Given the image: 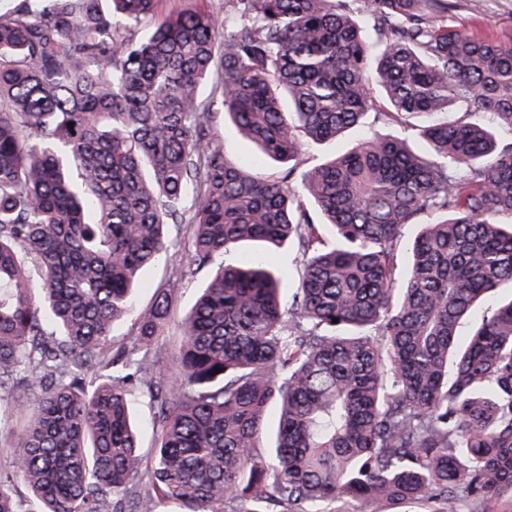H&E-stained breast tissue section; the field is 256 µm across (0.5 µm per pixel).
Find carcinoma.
Returning <instances> with one entry per match:
<instances>
[{"label": "carcinoma", "mask_w": 512, "mask_h": 512, "mask_svg": "<svg viewBox=\"0 0 512 512\" xmlns=\"http://www.w3.org/2000/svg\"><path fill=\"white\" fill-rule=\"evenodd\" d=\"M159 2L0 13V392L33 402L0 512H512V298L458 336L512 285V44L448 25L450 0H365L374 42L347 0ZM218 98L275 176L227 159ZM370 114L424 148L375 130L299 169L302 139ZM172 224L179 277L211 268L174 374L168 288L112 349ZM246 242L296 248L288 304ZM193 6L214 10L218 18L224 20V0H162L158 6V17ZM134 409L136 411V414L138 415L143 428L142 433V440H141V446H142V452L146 455L147 458L151 457L153 454V448L155 447L156 443V435L152 431L150 425H148L150 420V408L148 405V402L146 399H137L134 402Z\"/></svg>", "instance_id": "obj_1"}]
</instances>
